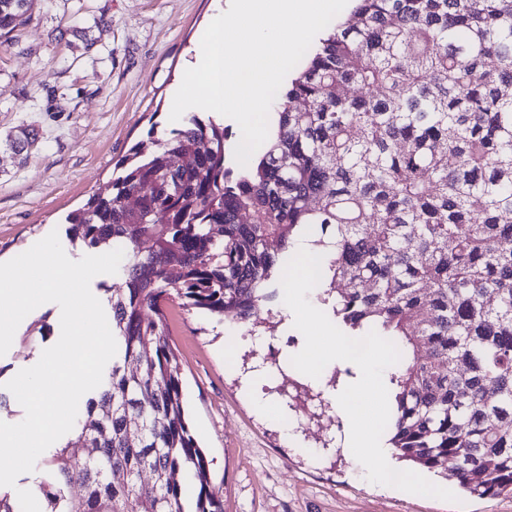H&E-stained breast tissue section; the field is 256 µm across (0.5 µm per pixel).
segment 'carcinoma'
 <instances>
[{
	"mask_svg": "<svg viewBox=\"0 0 512 512\" xmlns=\"http://www.w3.org/2000/svg\"><path fill=\"white\" fill-rule=\"evenodd\" d=\"M36 3L0 0L1 46ZM272 127L242 167L210 117L153 124L66 216L71 242L123 248L125 281L112 372L40 463L42 512H224L166 308L274 333L262 314L299 237L322 256L316 295L336 324L401 352L396 455L472 495H512V0H358Z\"/></svg>",
	"mask_w": 512,
	"mask_h": 512,
	"instance_id": "1",
	"label": "carcinoma"
}]
</instances>
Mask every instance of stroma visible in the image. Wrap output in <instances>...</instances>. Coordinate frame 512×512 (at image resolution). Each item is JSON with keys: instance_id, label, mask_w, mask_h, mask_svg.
<instances>
[{"instance_id": "obj_1", "label": "stroma", "mask_w": 512, "mask_h": 512, "mask_svg": "<svg viewBox=\"0 0 512 512\" xmlns=\"http://www.w3.org/2000/svg\"><path fill=\"white\" fill-rule=\"evenodd\" d=\"M230 0H39L32 22L0 46V262L57 232L83 205L150 126L169 131L170 102L195 61L199 35L228 10ZM104 25H96V18ZM89 28L84 49L71 27ZM35 144L15 152L19 129ZM60 308L46 303L20 323L45 321L46 338L13 342L0 356V385L39 360L60 336ZM169 340L181 369L189 425L211 462L210 478L224 512H512V497L459 492L458 503L409 494L367 480L338 438L343 420L334 393L345 365L319 378L297 371L291 357L303 347L295 327L273 337L227 318L170 304ZM287 376L275 394L272 365ZM259 375L258 390L278 395L286 415L264 414L243 387Z\"/></svg>"}]
</instances>
